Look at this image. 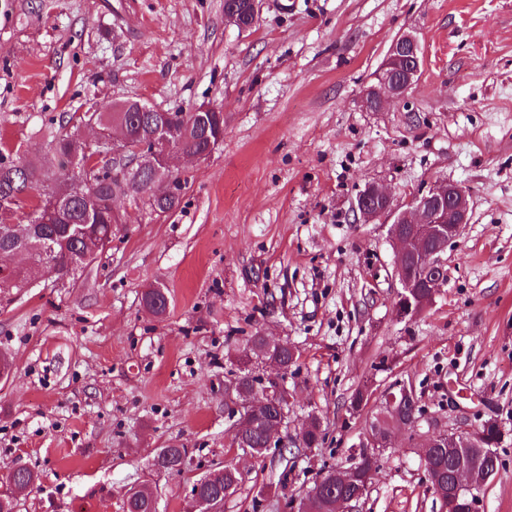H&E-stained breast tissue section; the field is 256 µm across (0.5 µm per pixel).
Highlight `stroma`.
Segmentation results:
<instances>
[{
    "mask_svg": "<svg viewBox=\"0 0 512 512\" xmlns=\"http://www.w3.org/2000/svg\"><path fill=\"white\" fill-rule=\"evenodd\" d=\"M407 33L417 81L367 110L364 89ZM125 100L220 108L224 140L207 160H173L178 209L113 202L95 262L0 293V494L16 466L39 476L16 512H123L145 481L160 512H186L192 484L228 461L243 480L224 512H278L347 465L397 384L416 393L418 436L500 424L482 512H512V0H263L247 31L225 22L224 0H0L1 144L38 159L43 122ZM438 180L469 192L470 222L434 304L402 320L388 226L353 202L373 183L402 206ZM151 285L169 294L163 316L143 307ZM255 334L295 348L288 421L317 415L321 447L232 448L224 380ZM173 444L189 450L184 471H156ZM359 512H442L418 446L400 436L381 451Z\"/></svg>",
    "mask_w": 512,
    "mask_h": 512,
    "instance_id": "1",
    "label": "stroma"
}]
</instances>
